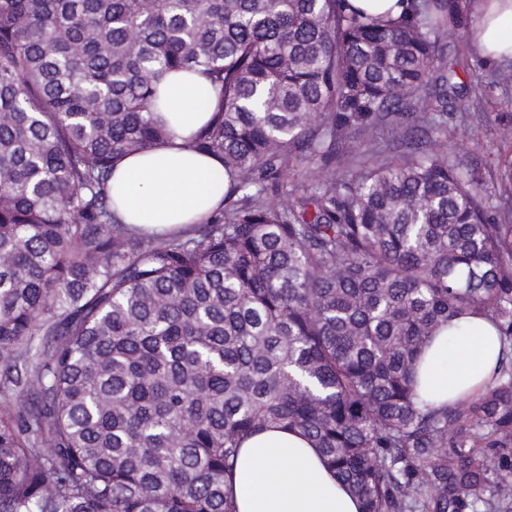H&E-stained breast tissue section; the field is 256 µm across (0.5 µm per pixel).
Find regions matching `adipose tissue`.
Instances as JSON below:
<instances>
[{
	"label": "adipose tissue",
	"instance_id": "1",
	"mask_svg": "<svg viewBox=\"0 0 512 512\" xmlns=\"http://www.w3.org/2000/svg\"><path fill=\"white\" fill-rule=\"evenodd\" d=\"M512 0H476L470 41L480 57L512 60ZM203 77L173 72L159 87L169 143L124 157L112 173L110 192L125 223L147 232H173L206 220L224 196L220 159L189 149L188 141L213 116L215 99L201 93ZM501 350L495 326L461 315L418 357L419 399L445 406L484 392L494 382ZM229 488L236 512H359V505L329 469L318 448L297 429L270 428L241 445Z\"/></svg>",
	"mask_w": 512,
	"mask_h": 512
}]
</instances>
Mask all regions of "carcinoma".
Segmentation results:
<instances>
[{
    "mask_svg": "<svg viewBox=\"0 0 512 512\" xmlns=\"http://www.w3.org/2000/svg\"><path fill=\"white\" fill-rule=\"evenodd\" d=\"M406 2L0 0V512H236L240 443L273 425L362 512H512V209L425 140L480 103L447 41L470 12ZM182 70L216 93L190 147L224 207L135 233L108 180L168 137ZM466 312L494 385L418 402ZM355 6L368 14L384 15L390 11L391 16H398L402 12V6L397 5L398 0H350Z\"/></svg>",
    "mask_w": 512,
    "mask_h": 512,
    "instance_id": "1",
    "label": "carcinoma"
}]
</instances>
